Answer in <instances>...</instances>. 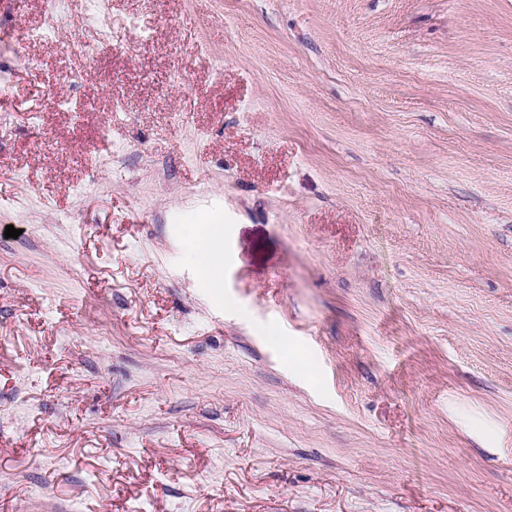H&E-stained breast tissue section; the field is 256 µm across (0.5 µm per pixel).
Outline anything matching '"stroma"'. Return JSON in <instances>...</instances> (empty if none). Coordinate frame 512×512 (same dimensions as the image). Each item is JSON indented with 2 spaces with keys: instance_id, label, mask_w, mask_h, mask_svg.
<instances>
[{
  "instance_id": "1",
  "label": "stroma",
  "mask_w": 512,
  "mask_h": 512,
  "mask_svg": "<svg viewBox=\"0 0 512 512\" xmlns=\"http://www.w3.org/2000/svg\"><path fill=\"white\" fill-rule=\"evenodd\" d=\"M104 7L0 0V512H512V0ZM192 239V258L201 275L214 283V288H221L215 277L224 267L223 224H199L193 232Z\"/></svg>"
}]
</instances>
